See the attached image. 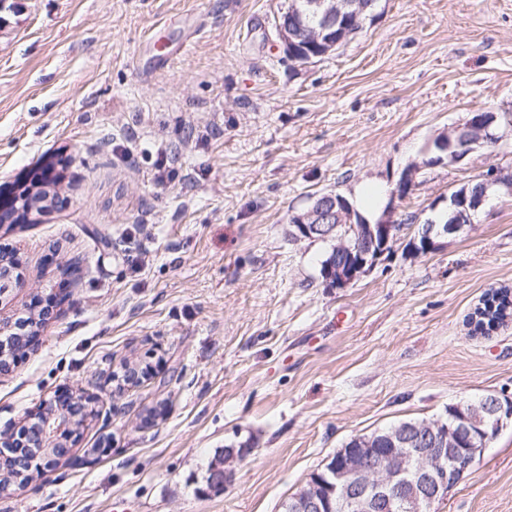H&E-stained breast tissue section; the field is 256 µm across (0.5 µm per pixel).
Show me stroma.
Instances as JSON below:
<instances>
[{
    "label": "stroma",
    "mask_w": 512,
    "mask_h": 512,
    "mask_svg": "<svg viewBox=\"0 0 512 512\" xmlns=\"http://www.w3.org/2000/svg\"><path fill=\"white\" fill-rule=\"evenodd\" d=\"M284 5L0 0V191L56 176L0 223L24 277L0 314L52 303L0 373V434L62 391L91 400L66 454L0 512H281L354 436L512 397V317L471 324L486 293H512V197L436 253L407 248L453 190L512 171V0H376L357 35L296 66L271 26ZM166 51L153 75L134 65ZM473 112L496 114L500 148L423 169L393 202ZM166 153L179 178L158 184ZM365 186L403 228L354 286L325 287L329 243L293 239L289 216ZM227 448L246 454L218 492ZM436 512H512V425ZM442 157L436 158L428 162L424 160L422 165L414 164L408 167L401 175V178L396 183L394 189L391 191L393 198L402 199L408 195V193L416 186V176L420 172L422 167L433 166L436 163H441Z\"/></svg>",
    "instance_id": "obj_1"
}]
</instances>
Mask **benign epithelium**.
Here are the masks:
<instances>
[{
	"mask_svg": "<svg viewBox=\"0 0 512 512\" xmlns=\"http://www.w3.org/2000/svg\"><path fill=\"white\" fill-rule=\"evenodd\" d=\"M375 0L359 4L354 14L345 15L341 30H336V15L341 13L338 0H309L307 6L322 13L326 36L303 37L288 28V11L275 14L272 27L288 61L307 63L314 57L326 56L348 36L363 27L360 16ZM493 116L478 112L445 134L439 141L446 158L423 161L408 167L391 191V196L402 199L416 186L421 168L443 160L459 163L472 153L455 148L454 134L472 124L481 126V134L471 143L497 146L502 137L492 133ZM504 185L497 169L483 175V193L477 205H482L489 192ZM27 189L18 197H0V223L22 221L31 210ZM298 240H333L336 242V266L322 274L328 288H348L367 273L393 245L392 224L384 219L378 224L365 220L340 194H321L309 197L308 205L290 215ZM463 230L460 224L416 225L412 245L416 255H426L440 248V238ZM12 321L0 319V369L7 364L5 340L12 335ZM455 424L449 426L440 419L427 420L420 426L398 428L374 440H364L359 448H342L336 460L314 475L310 488L295 496L292 512H323L325 503L336 500L345 512H396L401 506L405 512H421L448 498L464 473L507 424H512V399L496 395L486 396L467 407L453 405ZM74 427L72 415L53 411L46 417L40 438L54 441L67 435Z\"/></svg>",
	"mask_w": 512,
	"mask_h": 512,
	"instance_id": "obj_1",
	"label": "benign epithelium"
}]
</instances>
